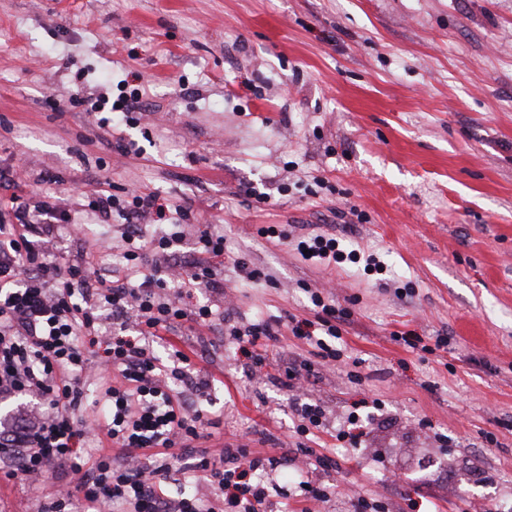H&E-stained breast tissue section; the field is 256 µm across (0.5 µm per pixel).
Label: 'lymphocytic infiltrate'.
<instances>
[{"instance_id": "f902f5d3", "label": "lymphocytic infiltrate", "mask_w": 512, "mask_h": 512, "mask_svg": "<svg viewBox=\"0 0 512 512\" xmlns=\"http://www.w3.org/2000/svg\"><path fill=\"white\" fill-rule=\"evenodd\" d=\"M13 173L0 171V207L15 221L0 224V399L24 396L31 408L0 431V471L36 479L62 469L66 486L54 487L53 512H272L267 488L256 478L259 461L245 448L212 455L195 448L204 427L216 426L198 402L185 399L176 384L203 392L210 382L192 369L182 350L168 360L151 344L167 335L203 329L224 319L221 310L196 300L198 290L223 294L224 236L199 230L193 250L199 259L177 266L172 251L178 231L148 233V223L165 227L184 217L183 206L158 194L130 200L95 189L89 209L102 218L123 219L117 243L124 262L101 261L110 243L90 240L76 264L53 260L52 228L71 223L65 204L30 205L19 195ZM314 316L291 319L293 336L313 343L326 356L329 339L351 312L311 292ZM253 370L272 372L268 343L277 331L258 320L227 325ZM96 381L98 416L82 418L89 381ZM95 444L97 455L83 450ZM181 463L185 493L170 496L171 460ZM207 484L212 497L201 495Z\"/></svg>"}]
</instances>
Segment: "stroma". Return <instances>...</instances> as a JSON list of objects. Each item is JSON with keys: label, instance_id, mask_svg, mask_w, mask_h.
<instances>
[{"label": "stroma", "instance_id": "1", "mask_svg": "<svg viewBox=\"0 0 512 512\" xmlns=\"http://www.w3.org/2000/svg\"><path fill=\"white\" fill-rule=\"evenodd\" d=\"M121 84L147 109L116 133L70 100ZM0 169L110 238L119 217L84 208L100 177L190 206L178 252L219 226L210 303L278 322V362L309 363L308 381L252 376L218 325L176 342L216 380L200 446L276 460L272 501L303 512L302 479L327 487L319 512L360 494L379 512H512V0H0ZM310 234L381 268L304 261ZM313 291L352 312L333 367L285 322L312 317ZM297 402L320 430L297 433ZM355 413L357 452L336 438ZM64 480L0 475V512H48Z\"/></svg>", "mask_w": 512, "mask_h": 512}]
</instances>
